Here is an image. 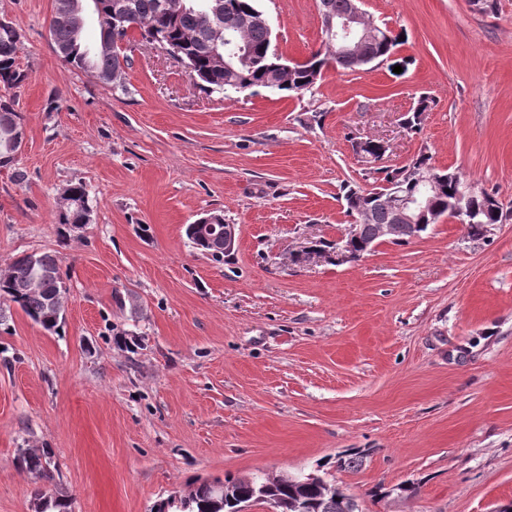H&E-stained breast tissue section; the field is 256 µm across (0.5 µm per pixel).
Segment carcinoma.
I'll use <instances>...</instances> for the list:
<instances>
[{"mask_svg":"<svg viewBox=\"0 0 512 512\" xmlns=\"http://www.w3.org/2000/svg\"><path fill=\"white\" fill-rule=\"evenodd\" d=\"M97 2L94 13L98 22L96 43L107 44L100 51L82 41L86 18H77L72 8L53 11L50 21V36L63 60L79 69L93 73L101 82L113 84L112 75L119 78L118 86L125 83L129 58L121 44L130 41L137 32L145 44L166 43L177 49L185 67L202 85L224 93H244L254 87H264L280 92L302 95L310 91L315 83L308 79V64H297L289 76H281L270 70V28L257 23L240 26L243 14L257 11L255 0H221L223 3V24L236 34L238 41L250 49L251 56L239 62L232 74L224 72L223 64L213 54L210 14L212 0H182L183 6L172 7L175 0H83ZM23 45V34L19 28H0V113L13 115L12 123L20 125V117L14 109V96L11 92L21 87L28 74L21 70L18 54ZM434 100L428 96L418 98L416 105L405 119L408 130L417 133L425 112L432 107ZM431 163V156L425 152L417 154L409 163L392 168L384 166L375 169L381 175L380 181L393 185L405 192L414 190L408 169ZM436 175L447 179L436 183L429 191L434 204H440L455 191L449 172L436 171ZM74 204L65 210H58L56 223L79 224L83 214L91 210L88 194L83 184L68 186ZM346 212L354 215L359 206H375L372 212L373 223L362 225V239L374 236V225L383 224L387 219L385 201L372 188L363 191L351 186L345 187ZM472 224L469 235L482 237L489 224H500L507 218L503 207L495 200V195L486 194L471 202ZM200 251L221 262L224 256L216 254L213 240L205 232L190 237ZM39 265L31 267L25 256L14 259L8 269L0 273V299L18 305L21 310L43 329L54 332L63 321L64 298L59 259L52 253L38 255ZM41 273L48 277L47 287L40 291H29L20 285L32 275ZM16 466L39 481L53 480L52 453L45 448H25L15 458ZM257 483H265L272 496L280 500L282 512H361L356 499L343 490L321 481L304 484L298 475L271 476L254 473ZM224 481L231 486L233 498L251 495V484L243 477L227 476ZM185 508L181 512H231L233 505L224 500V492L218 490L213 481H203L183 495ZM34 512H72L70 496L54 491L38 490L33 501Z\"/></svg>","mask_w":512,"mask_h":512,"instance_id":"carcinoma-1","label":"carcinoma"}]
</instances>
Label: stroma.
Here are the masks:
<instances>
[{
	"instance_id": "obj_1",
	"label": "stroma",
	"mask_w": 512,
	"mask_h": 512,
	"mask_svg": "<svg viewBox=\"0 0 512 512\" xmlns=\"http://www.w3.org/2000/svg\"><path fill=\"white\" fill-rule=\"evenodd\" d=\"M257 5L284 59L320 47L319 0ZM362 8L400 35L391 59L325 68L302 96L227 95L138 42L124 87L105 85L56 52L53 0H0L29 75L24 148L0 168V271L51 252L67 286L55 333L0 302V512L33 510L23 448L51 449L73 512H150L259 471L318 473L362 512L512 501V217L479 239L445 221L355 262L289 260L352 224L343 187L371 185L355 136L396 166L427 149L512 208V0ZM77 183L92 221L59 225ZM209 212L239 229L220 263L185 235ZM349 452L361 466L336 469Z\"/></svg>"
}]
</instances>
